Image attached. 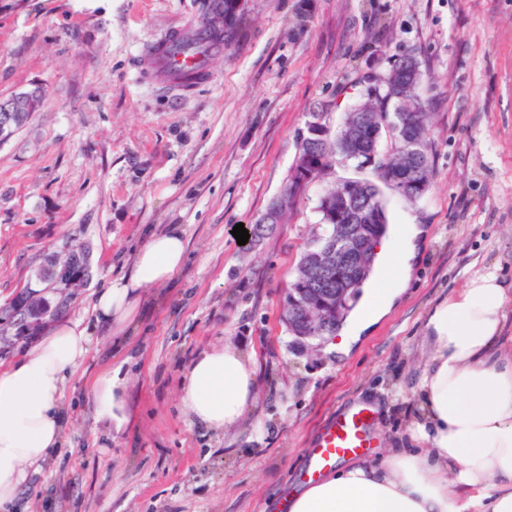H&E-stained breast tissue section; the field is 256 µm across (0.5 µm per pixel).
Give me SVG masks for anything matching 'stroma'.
<instances>
[{
    "mask_svg": "<svg viewBox=\"0 0 512 512\" xmlns=\"http://www.w3.org/2000/svg\"><path fill=\"white\" fill-rule=\"evenodd\" d=\"M307 13H300V2ZM209 0H0V101L43 92L0 145V306L42 257L89 246L92 276L65 319L125 273L150 231L189 242L176 280L144 289L124 335L95 332L63 396L64 441L22 492V512H282L306 450L336 410L373 409V464L408 448L431 308L492 267L512 282V0H246L237 43L187 88L160 83L153 42L200 21ZM408 55L425 75L434 177L389 199L391 228H429L399 306L349 355L300 340L283 294L319 233V198L353 164L306 190L286 223L238 244L288 180L305 123L325 102L338 127L372 63ZM254 362L257 399L217 433L192 423L182 375L214 346ZM129 421L101 438L89 387L109 364Z\"/></svg>",
    "mask_w": 512,
    "mask_h": 512,
    "instance_id": "obj_1",
    "label": "stroma"
}]
</instances>
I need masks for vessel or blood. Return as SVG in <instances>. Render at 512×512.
<instances>
[{
  "mask_svg": "<svg viewBox=\"0 0 512 512\" xmlns=\"http://www.w3.org/2000/svg\"><path fill=\"white\" fill-rule=\"evenodd\" d=\"M181 36L179 30L169 31L154 43L150 51L148 61L160 79L190 82L201 71L197 62L175 54L174 48ZM371 427V411L360 406L339 410L327 419L307 453L306 481L319 480L333 470L340 459L361 455L371 447Z\"/></svg>",
  "mask_w": 512,
  "mask_h": 512,
  "instance_id": "b4317fda",
  "label": "vessel or blood"
}]
</instances>
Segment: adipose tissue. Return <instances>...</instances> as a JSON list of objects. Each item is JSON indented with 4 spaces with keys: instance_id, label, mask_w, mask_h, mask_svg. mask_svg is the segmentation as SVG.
Returning a JSON list of instances; mask_svg holds the SVG:
<instances>
[{
    "instance_id": "1",
    "label": "adipose tissue",
    "mask_w": 512,
    "mask_h": 512,
    "mask_svg": "<svg viewBox=\"0 0 512 512\" xmlns=\"http://www.w3.org/2000/svg\"><path fill=\"white\" fill-rule=\"evenodd\" d=\"M426 231L407 224L382 254L389 276L367 289L338 351L388 316L408 287ZM182 231L151 234L125 276L96 291L90 323L67 321L0 368V512H11L30 473L54 456L64 433L60 399L83 361L94 326L123 330L143 289L171 282L187 260ZM505 284L485 270L438 301L425 323L415 392L420 410L410 448L388 449L375 465L350 462L292 493L289 512H512V355L496 351L506 319ZM100 420L128 422L120 368L90 383ZM256 400L252 360L229 345L203 351L188 366L181 402L193 422L220 432L243 421Z\"/></svg>"
}]
</instances>
